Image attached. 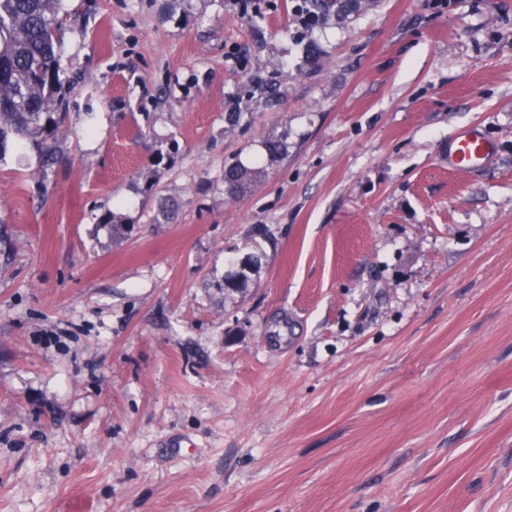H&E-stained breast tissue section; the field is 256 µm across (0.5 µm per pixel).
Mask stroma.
<instances>
[{"instance_id": "stroma-1", "label": "stroma", "mask_w": 512, "mask_h": 512, "mask_svg": "<svg viewBox=\"0 0 512 512\" xmlns=\"http://www.w3.org/2000/svg\"><path fill=\"white\" fill-rule=\"evenodd\" d=\"M302 2L63 0L65 117L0 157V512H512V0ZM495 144L474 127L458 130L448 141V167L469 172L483 167L495 151ZM263 169L246 167L240 163L224 168V185L231 195L246 193L251 186L258 182Z\"/></svg>"}]
</instances>
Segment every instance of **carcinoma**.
Returning a JSON list of instances; mask_svg holds the SVG:
<instances>
[{
    "instance_id": "cac0c4a2",
    "label": "carcinoma",
    "mask_w": 512,
    "mask_h": 512,
    "mask_svg": "<svg viewBox=\"0 0 512 512\" xmlns=\"http://www.w3.org/2000/svg\"><path fill=\"white\" fill-rule=\"evenodd\" d=\"M62 0H0V156L28 142L43 149L64 119L59 31ZM263 169L240 163L224 169L232 195L246 193ZM253 270L248 259L224 275V293L242 291Z\"/></svg>"
}]
</instances>
